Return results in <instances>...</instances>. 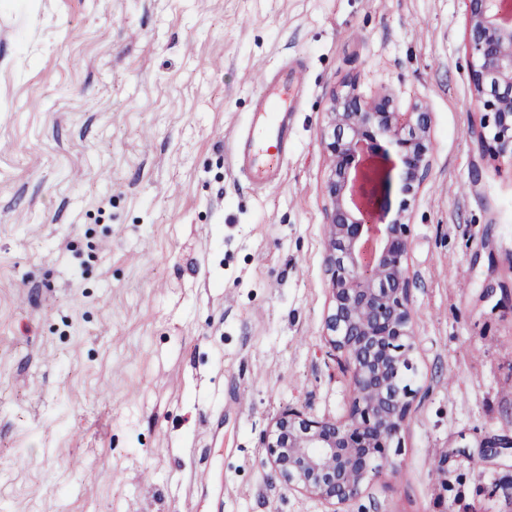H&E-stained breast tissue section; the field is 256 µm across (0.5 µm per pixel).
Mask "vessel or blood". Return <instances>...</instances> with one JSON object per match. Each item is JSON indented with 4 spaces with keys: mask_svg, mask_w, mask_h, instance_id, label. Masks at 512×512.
<instances>
[{
    "mask_svg": "<svg viewBox=\"0 0 512 512\" xmlns=\"http://www.w3.org/2000/svg\"><path fill=\"white\" fill-rule=\"evenodd\" d=\"M299 74L281 67L267 78V94L255 108L252 121L231 146L237 167L261 184L279 180L278 162L288 152V98L299 88Z\"/></svg>",
    "mask_w": 512,
    "mask_h": 512,
    "instance_id": "b4317fda",
    "label": "vessel or blood"
}]
</instances>
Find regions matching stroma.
<instances>
[{
  "label": "stroma",
  "instance_id": "stroma-1",
  "mask_svg": "<svg viewBox=\"0 0 512 512\" xmlns=\"http://www.w3.org/2000/svg\"><path fill=\"white\" fill-rule=\"evenodd\" d=\"M465 0H0V512H331L271 471L341 419L324 336L334 94L432 116L411 206L416 392L345 512H512V162L467 136ZM300 67L279 183L229 148Z\"/></svg>",
  "mask_w": 512,
  "mask_h": 512
}]
</instances>
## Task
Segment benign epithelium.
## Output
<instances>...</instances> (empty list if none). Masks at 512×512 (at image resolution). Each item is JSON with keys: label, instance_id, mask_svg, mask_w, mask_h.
Listing matches in <instances>:
<instances>
[{"label": "benign epithelium", "instance_id": "benign-epithelium-1", "mask_svg": "<svg viewBox=\"0 0 512 512\" xmlns=\"http://www.w3.org/2000/svg\"><path fill=\"white\" fill-rule=\"evenodd\" d=\"M468 76L484 115L468 128L478 150L512 161V7L507 0H467ZM431 113L395 111L391 95L366 98L355 86L333 97L323 129L330 161L325 185L331 304L325 338L351 377V403L341 420L310 419L289 410L266 436L268 461L289 488L315 495L341 512L362 494L374 462L390 449L410 413L414 390L401 384L413 369L412 280L407 270L410 208L431 168ZM399 155L404 198L385 222ZM511 441L490 440L477 451L494 458Z\"/></svg>", "mask_w": 512, "mask_h": 512}]
</instances>
